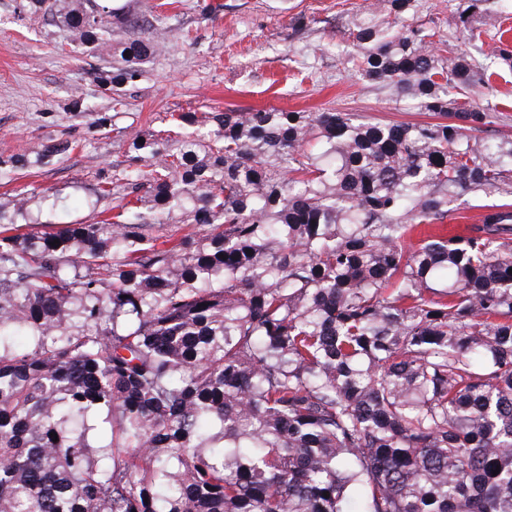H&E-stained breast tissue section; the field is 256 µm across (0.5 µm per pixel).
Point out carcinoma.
<instances>
[{
    "label": "carcinoma",
    "mask_w": 512,
    "mask_h": 512,
    "mask_svg": "<svg viewBox=\"0 0 512 512\" xmlns=\"http://www.w3.org/2000/svg\"><path fill=\"white\" fill-rule=\"evenodd\" d=\"M413 2L380 0L349 38L363 78L434 122L182 112L128 137L72 92L62 119L129 155L90 222L42 220L53 192L0 194V512H512V207L404 246L512 196V141L476 136L493 73L404 23ZM487 2L457 17L512 69L509 42L483 50ZM25 8L101 61L117 106L169 37L113 39L134 22L112 0ZM73 150L0 154V181ZM174 210L192 233L160 247ZM502 203L512 204V197L501 198L499 196H491L470 200L468 204L461 206L463 208L460 210L449 213L448 218L445 220L443 225H447L448 227V224H472L473 229L470 236L475 235L477 229L482 227L481 219L483 214L487 212V209L484 207V205ZM448 221H452V223H448ZM457 221H459V223H457Z\"/></svg>",
    "instance_id": "carcinoma-1"
}]
</instances>
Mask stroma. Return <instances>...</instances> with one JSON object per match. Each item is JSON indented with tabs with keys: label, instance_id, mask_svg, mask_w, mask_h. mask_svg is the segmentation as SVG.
Wrapping results in <instances>:
<instances>
[{
	"label": "stroma",
	"instance_id": "1",
	"mask_svg": "<svg viewBox=\"0 0 512 512\" xmlns=\"http://www.w3.org/2000/svg\"><path fill=\"white\" fill-rule=\"evenodd\" d=\"M369 0H116L135 21L171 33L166 49L144 65L139 84L122 95L118 125L146 132L166 115L274 107L285 111L349 112L365 122H425L417 105L362 79L349 54L348 30ZM457 0H417L415 16L431 23L461 52H472L456 15ZM68 32L52 16L35 17L23 0H0V154L21 152L36 137H57L48 123L66 112L73 89L95 111L111 99L91 75L93 58L71 54ZM481 101L499 117L482 136L512 139V71L497 69ZM69 161L34 169L20 185L61 192L68 207L58 223L91 219L90 193L100 174L124 164L123 139L87 141Z\"/></svg>",
	"mask_w": 512,
	"mask_h": 512
}]
</instances>
